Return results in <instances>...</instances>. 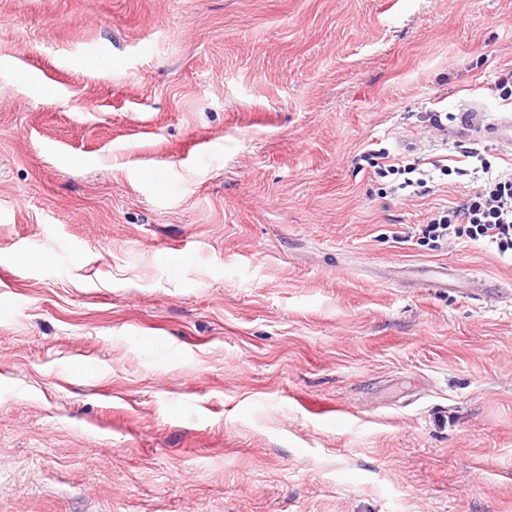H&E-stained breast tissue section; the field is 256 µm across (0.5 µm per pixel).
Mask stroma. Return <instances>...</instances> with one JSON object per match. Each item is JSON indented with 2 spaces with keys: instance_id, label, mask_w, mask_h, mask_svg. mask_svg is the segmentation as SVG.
I'll return each mask as SVG.
<instances>
[{
  "instance_id": "stroma-1",
  "label": "stroma",
  "mask_w": 512,
  "mask_h": 512,
  "mask_svg": "<svg viewBox=\"0 0 512 512\" xmlns=\"http://www.w3.org/2000/svg\"><path fill=\"white\" fill-rule=\"evenodd\" d=\"M511 70L512 0H0V512H512V260L357 163Z\"/></svg>"
}]
</instances>
